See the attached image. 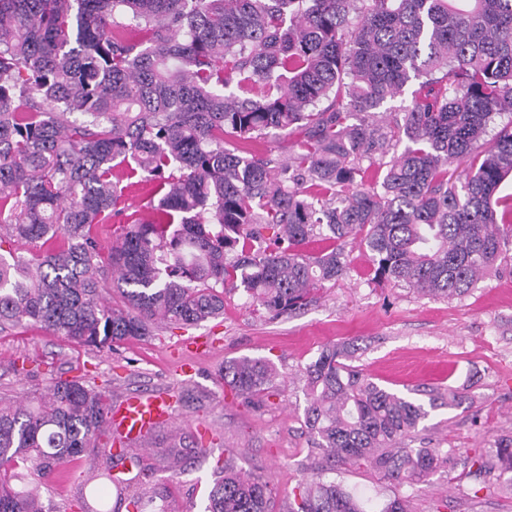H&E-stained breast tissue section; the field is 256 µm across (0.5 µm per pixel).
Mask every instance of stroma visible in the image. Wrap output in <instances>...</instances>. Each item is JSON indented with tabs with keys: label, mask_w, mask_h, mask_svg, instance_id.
I'll list each match as a JSON object with an SVG mask.
<instances>
[{
	"label": "stroma",
	"mask_w": 512,
	"mask_h": 512,
	"mask_svg": "<svg viewBox=\"0 0 512 512\" xmlns=\"http://www.w3.org/2000/svg\"><path fill=\"white\" fill-rule=\"evenodd\" d=\"M191 336L208 337L212 349L187 350L183 342ZM342 344L354 346L352 363L371 381L427 406L416 445L474 452L512 436V266L448 301L373 282L370 259L356 246L342 281L325 284L311 305L275 319L238 290L225 294L219 318L189 329L161 324L151 338L111 352L74 348L37 327L0 333V402L36 400L53 377L78 372L115 403L167 393L172 421L134 449L152 475L141 493L163 492L167 512H203L221 460L268 480L273 512H283L289 493L316 474L319 460L304 423L305 367ZM244 356L275 368L255 404L236 398L221 379L225 361ZM450 390L459 403L430 406L429 392ZM181 441L198 442L207 454L175 474L167 450ZM336 479L375 504L404 497L408 512H512V491L474 492L460 458L412 487L382 479L364 462L337 466ZM99 484L80 462L59 468L38 493L54 512H77V501Z\"/></svg>",
	"instance_id": "35a3bbf8"
}]
</instances>
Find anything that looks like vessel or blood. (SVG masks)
<instances>
[{
    "label": "vessel or blood",
    "mask_w": 512,
    "mask_h": 512,
    "mask_svg": "<svg viewBox=\"0 0 512 512\" xmlns=\"http://www.w3.org/2000/svg\"><path fill=\"white\" fill-rule=\"evenodd\" d=\"M171 419L169 402L163 394L133 395L109 411L107 427L127 446L143 441Z\"/></svg>",
    "instance_id": "vessel-or-blood-1"
}]
</instances>
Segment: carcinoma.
I'll list each match as a JSON object with an SVG mask.
<instances>
[{"mask_svg":"<svg viewBox=\"0 0 512 512\" xmlns=\"http://www.w3.org/2000/svg\"><path fill=\"white\" fill-rule=\"evenodd\" d=\"M234 81L262 93L241 97ZM414 81L410 104L379 123ZM504 111L512 0H0V331L38 325L110 350L155 324L219 317L239 289L275 318L345 277L349 244L377 282L460 298L512 262V220L497 211L512 123L481 144ZM299 127L289 164L245 148ZM365 160L383 170L369 187ZM117 169L157 204L106 248L95 229L122 214ZM342 357L333 347L305 367L321 466L286 512H408L400 497L371 508L325 474L364 461L413 485L462 450L402 446L427 410ZM273 377L264 359L224 364L246 402ZM110 405L80 376L0 404V512H47L15 480L95 460ZM206 454L173 448L171 469ZM125 460L140 468L108 454L101 492L144 512L126 495L141 473L112 474ZM466 460L479 489H512V437ZM216 473L204 512H272L267 482L227 462Z\"/></svg>","mask_w":512,"mask_h":512,"instance_id":"1","label":"carcinoma"}]
</instances>
